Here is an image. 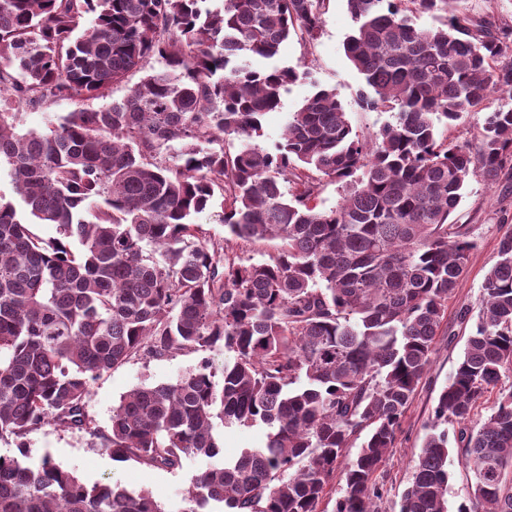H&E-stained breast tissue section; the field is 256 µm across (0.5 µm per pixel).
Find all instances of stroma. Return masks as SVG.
I'll return each instance as SVG.
<instances>
[{"label": "stroma", "mask_w": 512, "mask_h": 512, "mask_svg": "<svg viewBox=\"0 0 512 512\" xmlns=\"http://www.w3.org/2000/svg\"><path fill=\"white\" fill-rule=\"evenodd\" d=\"M353 27L346 0H328L317 41L305 47L297 39H289L274 63L295 69L299 78L283 90L280 107L263 117L255 145L270 148L279 142L290 113L319 87L335 89L354 131H375L394 122L393 112H364L356 103L362 77L344 52V43ZM510 106L511 97L491 93L475 111L445 127L443 133L455 143L474 142L488 113ZM450 221L470 225L477 246L470 254L466 276L448 301L430 369L407 411L394 448L390 449L375 474L377 483L385 491L379 503L381 512L399 510L400 496L407 486L410 466L421 450L435 400L461 358L466 339L474 327L473 320H462L460 313L466 308L477 310L484 276L495 260L498 242L502 236L512 233V170L503 171L492 183L479 177L471 178ZM197 360L194 353L167 358H134L93 381L87 410L100 427H108L112 408L121 396L143 383L157 385L174 381ZM27 450L34 460L51 454L86 483L112 481L134 492L149 491L164 504L166 512H183L185 490L192 474L201 466L199 459L188 458L182 470L171 473L133 461L116 462L89 435L52 424L29 435Z\"/></svg>", "instance_id": "1"}]
</instances>
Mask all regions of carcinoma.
Returning a JSON list of instances; mask_svg holds the SVG:
<instances>
[{
    "label": "carcinoma",
    "mask_w": 512,
    "mask_h": 512,
    "mask_svg": "<svg viewBox=\"0 0 512 512\" xmlns=\"http://www.w3.org/2000/svg\"><path fill=\"white\" fill-rule=\"evenodd\" d=\"M0 0V512H166L148 491L92 485L26 440L45 424L100 441L117 462L176 472L205 461L186 512H318L336 474V512H378L375 474L426 376L476 247L451 224L473 176L512 169V107L473 145L440 128L491 93L512 98V25L462 0H347L344 44L363 78L357 105L396 112L353 131L335 89L291 113L282 141L231 153L299 78L263 68L293 35L317 40L326 0ZM164 64L157 71L152 61ZM142 73L120 100L80 107L45 132L18 108L90 101ZM342 202L312 203L313 174ZM223 198L224 239L195 217ZM33 224H54L44 239ZM277 252L241 251L267 238ZM475 330L440 390L399 512H447L448 458L474 485L458 512H512V234L482 284ZM222 346V380L207 353ZM202 355L176 380L132 389L103 431L91 382L135 357ZM499 389L480 427L471 413ZM268 428L223 457L216 431ZM365 440L353 458L346 449Z\"/></svg>",
    "instance_id": "cac0c4a2"
}]
</instances>
